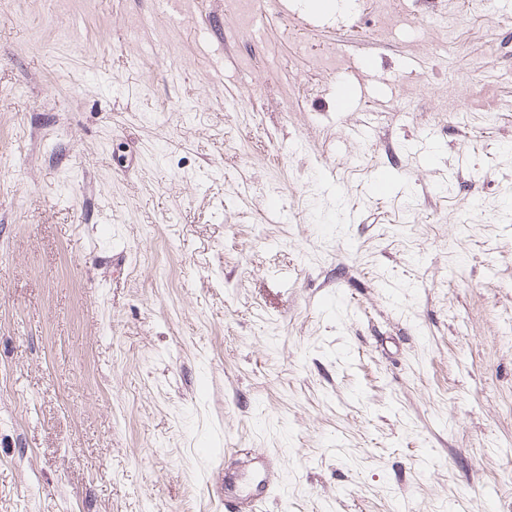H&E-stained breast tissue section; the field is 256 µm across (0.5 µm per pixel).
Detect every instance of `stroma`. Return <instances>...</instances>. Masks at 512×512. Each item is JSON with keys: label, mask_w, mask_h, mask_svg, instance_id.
Here are the masks:
<instances>
[{"label": "stroma", "mask_w": 512, "mask_h": 512, "mask_svg": "<svg viewBox=\"0 0 512 512\" xmlns=\"http://www.w3.org/2000/svg\"><path fill=\"white\" fill-rule=\"evenodd\" d=\"M305 2L0 0V512H512V0ZM275 462L273 456L262 457L255 463L252 472L258 473L261 480L254 490L247 491L245 495H238L232 491V487L238 482V474L235 471L224 470V510L226 512H257V508L272 494L276 487L274 476Z\"/></svg>", "instance_id": "1"}]
</instances>
